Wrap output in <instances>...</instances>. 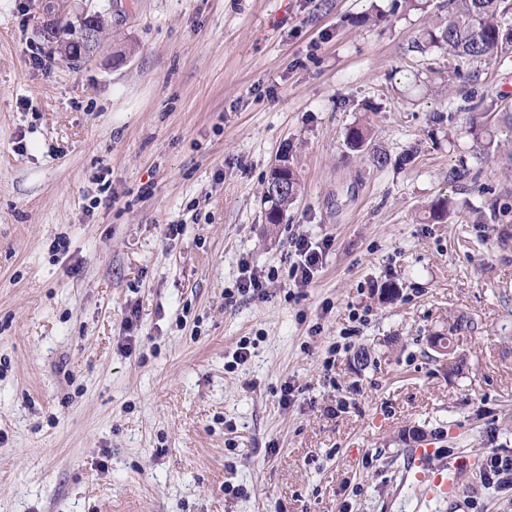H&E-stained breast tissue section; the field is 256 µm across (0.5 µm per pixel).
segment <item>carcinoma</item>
Listing matches in <instances>:
<instances>
[{"instance_id":"1","label":"carcinoma","mask_w":512,"mask_h":512,"mask_svg":"<svg viewBox=\"0 0 512 512\" xmlns=\"http://www.w3.org/2000/svg\"><path fill=\"white\" fill-rule=\"evenodd\" d=\"M512 14V0H448V20L427 30L424 42L416 48L425 50L435 47L459 63L471 65L498 55L512 53V30L505 28L508 14ZM464 110L469 112V129L479 141L483 154L497 151L499 144L490 133L491 119L496 108L485 104L483 97L472 93L465 97ZM370 131L355 127L347 136L352 150L362 149ZM300 181L296 173L288 172V190L272 189V176L264 182V197L269 208L266 219L269 224H279L288 205L297 196Z\"/></svg>"}]
</instances>
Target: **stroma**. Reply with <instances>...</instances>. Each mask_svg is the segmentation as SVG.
Returning <instances> with one entry per match:
<instances>
[{
    "instance_id": "35a3bbf8",
    "label": "stroma",
    "mask_w": 512,
    "mask_h": 512,
    "mask_svg": "<svg viewBox=\"0 0 512 512\" xmlns=\"http://www.w3.org/2000/svg\"><path fill=\"white\" fill-rule=\"evenodd\" d=\"M446 3L0 0V512H452L419 476L463 456L477 512H512L480 478L512 454V210L470 221L512 200V130L481 156L460 110L512 105V57L449 78L413 46ZM282 153L301 192L274 226ZM295 234L332 241L305 288ZM246 264L264 293H238ZM447 331L452 376L427 344Z\"/></svg>"
}]
</instances>
